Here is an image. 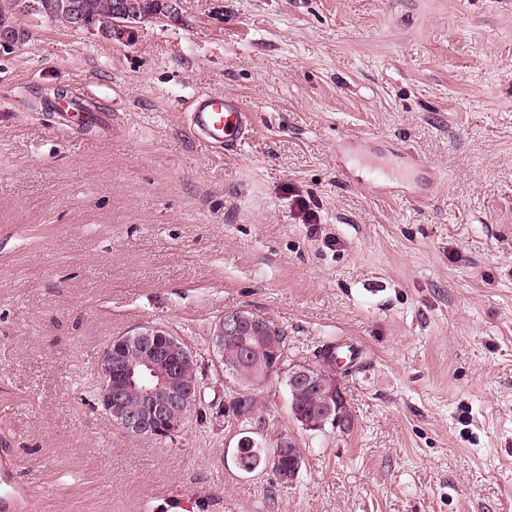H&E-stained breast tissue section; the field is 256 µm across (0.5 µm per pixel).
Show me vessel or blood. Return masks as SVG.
Listing matches in <instances>:
<instances>
[{"mask_svg": "<svg viewBox=\"0 0 512 512\" xmlns=\"http://www.w3.org/2000/svg\"><path fill=\"white\" fill-rule=\"evenodd\" d=\"M62 110L73 127L96 125L105 120L103 114L83 111L72 102L63 105ZM187 112L191 136L216 149L236 151L252 131L251 112L234 96L223 93L198 94L189 101Z\"/></svg>", "mask_w": 512, "mask_h": 512, "instance_id": "1", "label": "vessel or blood"}]
</instances>
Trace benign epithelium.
Masks as SVG:
<instances>
[{"mask_svg": "<svg viewBox=\"0 0 512 512\" xmlns=\"http://www.w3.org/2000/svg\"><path fill=\"white\" fill-rule=\"evenodd\" d=\"M264 324L266 321L252 311H227L215 324L212 347L222 354L224 342L259 333ZM129 346L136 347L140 356L131 358L122 352ZM193 361V352L184 347L180 337L162 327H141L116 344L106 345L99 354L98 362L105 368L99 369L98 404L128 434L172 437L185 427L199 399V385L188 382L183 374L184 365ZM316 373L314 366L294 365L288 369V387L295 394L303 387L315 388ZM132 389L140 394L134 410L126 406V395ZM344 403L346 398L338 386L335 401L325 399L311 417H301L303 428L349 427L351 418L342 407Z\"/></svg>", "mask_w": 512, "mask_h": 512, "instance_id": "7a95c632", "label": "benign epithelium"}]
</instances>
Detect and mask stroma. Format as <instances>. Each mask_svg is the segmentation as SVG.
<instances>
[{"instance_id": "stroma-1", "label": "stroma", "mask_w": 512, "mask_h": 512, "mask_svg": "<svg viewBox=\"0 0 512 512\" xmlns=\"http://www.w3.org/2000/svg\"><path fill=\"white\" fill-rule=\"evenodd\" d=\"M177 3L109 40L19 14L0 48V462L26 512H512V0ZM57 89L108 123L62 131ZM207 92L253 112L240 150L186 132ZM239 308L288 365L359 349L349 429L302 428L284 371L260 421L225 416L210 338ZM142 325L205 396L162 440L94 398ZM245 435L292 438L298 479L239 470Z\"/></svg>"}]
</instances>
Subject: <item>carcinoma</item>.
I'll return each mask as SVG.
<instances>
[{"label": "carcinoma", "mask_w": 512, "mask_h": 512, "mask_svg": "<svg viewBox=\"0 0 512 512\" xmlns=\"http://www.w3.org/2000/svg\"><path fill=\"white\" fill-rule=\"evenodd\" d=\"M45 8L44 20L51 23H61L73 27L71 11L80 13L84 21L95 29L101 37L112 38V32L116 31L115 22L122 21L129 25H136L158 13L171 14L175 11L173 0H134V6L121 18L120 4L125 0H40ZM16 0H0V28H12L17 33L18 41H23L25 32L12 22V16L17 14ZM272 335L276 339L271 341L266 338H246L238 342L224 343V362L226 371L243 382V386L237 391V396L228 399L224 405V415L237 421L240 412L237 407L241 406L251 414V418H259L257 399L253 393V386L259 383L255 375L252 363L246 358L263 357L273 350L278 352V357H287V341L285 333L279 327H274ZM296 409L304 413L314 412L320 402V394L311 390H304L295 396ZM268 448L252 437L244 436L236 448V463L240 470L252 472L261 466H271V472L276 483L286 486L288 481V468L291 466V455L305 459L304 452L293 444L288 448V455L281 458L280 462H267Z\"/></svg>", "instance_id": "obj_1"}]
</instances>
